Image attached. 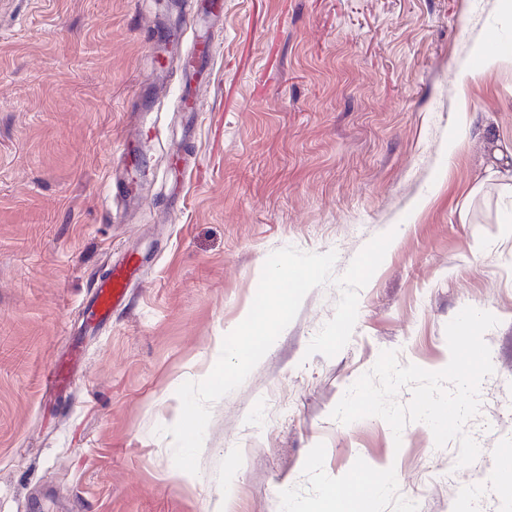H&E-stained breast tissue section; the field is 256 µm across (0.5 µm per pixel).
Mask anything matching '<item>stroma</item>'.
<instances>
[{"label":"stroma","instance_id":"35a3bbf8","mask_svg":"<svg viewBox=\"0 0 512 512\" xmlns=\"http://www.w3.org/2000/svg\"><path fill=\"white\" fill-rule=\"evenodd\" d=\"M186 23L215 46L194 128L182 47L163 68L154 52ZM145 139L150 189L111 196ZM499 144L501 0H224L211 26L194 0L177 17L158 0H0V512H311L375 478L377 512H512V194L482 181ZM288 246L336 251L332 279L212 404L200 472L181 471L177 390L207 377ZM128 261L126 298L89 324L97 282ZM468 306L499 320L472 464L422 422L397 439L375 416L332 418L382 351L443 369Z\"/></svg>","mask_w":512,"mask_h":512}]
</instances>
